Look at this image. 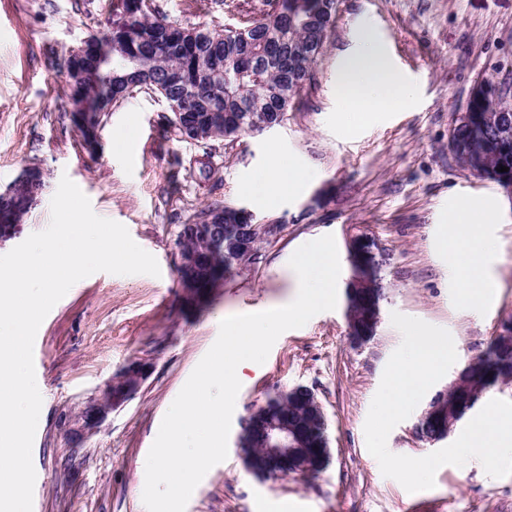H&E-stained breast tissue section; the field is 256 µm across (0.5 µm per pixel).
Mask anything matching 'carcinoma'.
<instances>
[{
    "label": "carcinoma",
    "mask_w": 512,
    "mask_h": 512,
    "mask_svg": "<svg viewBox=\"0 0 512 512\" xmlns=\"http://www.w3.org/2000/svg\"><path fill=\"white\" fill-rule=\"evenodd\" d=\"M223 5L236 12V22L210 27H181L171 23L154 0H112V34L101 33V43L112 52V78L95 66L78 62L67 55L52 60L55 70L71 77L73 70L83 75L84 109L96 117L110 110L112 104L142 90L161 97L169 115L172 107L184 112V120L202 124L209 113H241L245 125L260 118L262 112H286L305 85L312 80V66L328 39L336 13V0H260L259 6L246 9L235 0ZM508 137L502 136L499 124H489L479 141H474L468 122L454 125V142L458 154L476 151L486 168L512 173V109L503 113ZM43 186L20 185L14 195L0 200V208H26V202L40 196ZM224 207L211 204L190 214L178 225L176 245L199 256L200 287L209 293L210 272L214 265L224 268V275L261 260L259 244L242 248L235 230L217 224L206 239L194 236L190 225L201 224L205 217ZM363 259L371 270V284L358 289L354 299L355 322L364 327L372 315L374 299L383 289L381 271L387 263L385 250L375 243L365 245ZM512 377V339L495 341L479 357L471 376L454 386L448 407L466 404L477 385L494 386ZM281 410L298 441L308 452L297 467L265 470L264 457H256L254 475L268 478L279 471L284 476L308 467L324 470L330 456L326 416L315 397L280 393L266 406L258 407L242 427L250 447H262L258 422L265 408Z\"/></svg>",
    "instance_id": "1"
}]
</instances>
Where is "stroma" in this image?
<instances>
[{"label": "stroma", "instance_id": "1", "mask_svg": "<svg viewBox=\"0 0 512 512\" xmlns=\"http://www.w3.org/2000/svg\"><path fill=\"white\" fill-rule=\"evenodd\" d=\"M170 21L230 20L221 0H157ZM112 0H0V191L26 166L45 186L9 252L47 228L61 177L94 212L123 224L158 261L159 276L92 274L72 286L38 330L36 382L43 404L32 448L33 512H146L145 462L160 424L225 317L260 312L290 298L288 262L303 244L334 235L339 287L350 277L348 246L368 236L387 250L386 288L375 336L348 337L345 301L284 332L264 364L246 370L236 399L228 457L193 492L186 512H512V475L493 478L479 460L438 469L433 489L407 492L384 477L368 452L364 423L384 368L401 343L392 312L444 328L462 370L512 319V190L460 166L448 130L474 84L490 78L512 102V0H338L336 24L313 80L278 127L215 142L217 170L204 179L189 163L199 148L166 130L161 98L138 93L108 112L96 155H89L63 106L67 87L50 61L112 16ZM384 46L412 87L409 105L357 125L338 117L340 59L364 30ZM310 178L275 203L254 178L270 158ZM483 199L499 209L483 225L497 286L474 306L448 261V217ZM281 221L260 263L213 289L206 304L183 297L176 273L174 217L214 201ZM152 368L140 391L88 438L77 417L128 363ZM311 388L327 415L332 459L316 475L261 479L246 468L238 439L247 417L278 393Z\"/></svg>", "mask_w": 512, "mask_h": 512}]
</instances>
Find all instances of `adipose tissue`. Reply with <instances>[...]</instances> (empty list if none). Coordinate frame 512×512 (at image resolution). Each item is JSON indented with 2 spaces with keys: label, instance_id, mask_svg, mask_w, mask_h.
I'll return each mask as SVG.
<instances>
[{
  "label": "adipose tissue",
  "instance_id": "adipose-tissue-1",
  "mask_svg": "<svg viewBox=\"0 0 512 512\" xmlns=\"http://www.w3.org/2000/svg\"><path fill=\"white\" fill-rule=\"evenodd\" d=\"M338 87L344 112L356 114L363 122L376 113L407 105L413 97L412 88L369 31L362 35L359 49L341 59ZM450 259L465 273L461 283L465 296L477 304L488 300L493 283L486 273V250L479 247L455 249Z\"/></svg>",
  "mask_w": 512,
  "mask_h": 512
}]
</instances>
